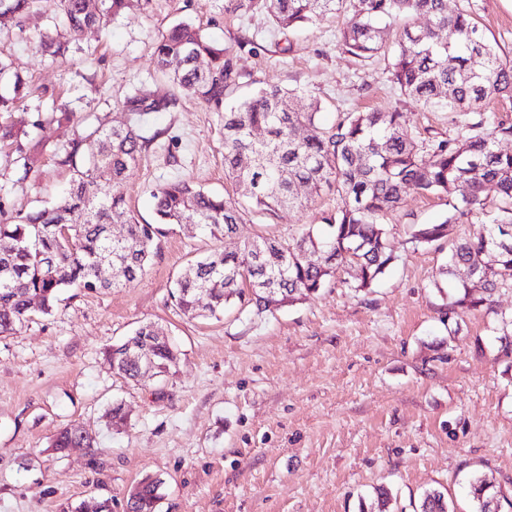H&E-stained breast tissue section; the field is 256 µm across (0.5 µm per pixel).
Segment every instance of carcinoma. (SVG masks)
I'll list each match as a JSON object with an SVG mask.
<instances>
[{"instance_id":"cac0c4a2","label":"carcinoma","mask_w":512,"mask_h":512,"mask_svg":"<svg viewBox=\"0 0 512 512\" xmlns=\"http://www.w3.org/2000/svg\"><path fill=\"white\" fill-rule=\"evenodd\" d=\"M279 28L296 30L326 15L343 18L340 44L345 53L387 60L390 81L400 96L430 109L458 113L457 132L417 141L404 128L403 112L372 109L343 112L327 126L321 102L303 91L268 84L225 109L224 96L237 72L229 51L210 42L196 27L180 23L161 35L159 69L173 83L221 113L224 122V176L234 197L204 191L188 179H173L153 191L156 223H140L127 206L121 186L151 140L141 135L145 117L171 100L142 91L123 105L127 123L100 125L66 158L73 169L67 194L55 204L0 224V238L13 250L0 252V336L17 333L31 317L49 314L59 295L72 287L87 291L116 288L102 281L98 266H125L124 281L143 275L154 239L168 225L195 224L230 237L252 213L301 209L321 191L335 192L336 210L311 228L286 239L260 237L231 252H214L190 265L176 282L174 299L192 317L219 318L229 303L257 310L292 304L318 292L340 270L356 287L367 288L393 260L386 219L410 193L436 194L448 206L435 224H416L412 241L433 244L449 227L475 211L487 218L478 233L455 241L441 273L458 288L487 293L512 289V124L482 112L491 98L512 100V59L502 58L468 11L448 12V0H260ZM32 0H0V24L25 14ZM62 24L77 35L99 23L97 0H61ZM424 17L427 27L417 25ZM26 90L14 75V96L0 94V112H10ZM497 199L487 202L486 186ZM125 238H112V225ZM158 325H140L131 336L105 350L112 369L136 382L134 354L152 353L156 373L165 375L177 356L174 345L155 339ZM93 445L76 425L63 428L52 443L58 453ZM162 480L146 476L129 492L127 512H157ZM477 512H499L497 495L486 480L470 483ZM419 512H448L444 494L424 492Z\"/></svg>"}]
</instances>
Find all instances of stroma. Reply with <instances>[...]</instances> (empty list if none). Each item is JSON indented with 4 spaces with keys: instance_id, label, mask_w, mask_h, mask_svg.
Wrapping results in <instances>:
<instances>
[{
    "instance_id": "obj_1",
    "label": "stroma",
    "mask_w": 512,
    "mask_h": 512,
    "mask_svg": "<svg viewBox=\"0 0 512 512\" xmlns=\"http://www.w3.org/2000/svg\"><path fill=\"white\" fill-rule=\"evenodd\" d=\"M239 0H131L78 36L55 29L60 0H35L20 25L0 28V50L29 92L0 124V222L58 201L75 141L101 124H123L125 98L139 88L171 99L143 124L152 146L129 169L123 191L140 221L153 222L152 190L175 177L228 195L223 123L214 110L158 70L154 49L170 26L192 24L229 48L238 73L231 99L268 83L312 91L323 120L368 108H398L412 136L453 133L446 112L401 101L382 61H361L338 45L342 20L300 32L273 25ZM470 10L501 55L512 58V0H448ZM51 34L62 50L38 52ZM62 107L71 119L52 122ZM40 143L33 168L18 144ZM336 197L321 192L304 209L249 215L232 238L172 225L155 241L139 280L116 288L66 290L52 314L34 315L0 337V512H75L93 498L123 512L129 489L163 482L158 512H417L438 489L451 512H473L466 485L481 475L512 512V348L497 312L512 315V290L494 311L454 307L440 268L450 240L478 232L474 214L449 240L412 242L410 227L442 219L444 199L412 194L388 216L395 261L372 287L342 279L264 313L232 306L221 319H191L173 286L194 260L258 236L285 238L320 224ZM161 326L178 348L166 378L133 383L106 361V347L140 324ZM126 418L113 423L112 404ZM95 443L55 453L71 423ZM387 487L388 505L375 490Z\"/></svg>"
}]
</instances>
